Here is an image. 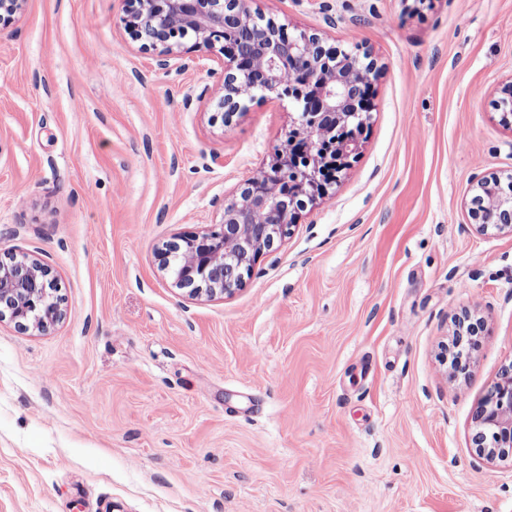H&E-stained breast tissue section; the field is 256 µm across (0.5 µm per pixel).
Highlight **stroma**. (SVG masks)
I'll return each mask as SVG.
<instances>
[{
	"mask_svg": "<svg viewBox=\"0 0 512 512\" xmlns=\"http://www.w3.org/2000/svg\"><path fill=\"white\" fill-rule=\"evenodd\" d=\"M253 7L379 74L358 154L215 298L157 252L220 224L297 103L259 92L224 125L220 58L159 65L124 0H26L0 30V250L41 258L65 309L0 322V512H512V457L473 444L512 365V235L470 216L512 175V0Z\"/></svg>",
	"mask_w": 512,
	"mask_h": 512,
	"instance_id": "1",
	"label": "stroma"
}]
</instances>
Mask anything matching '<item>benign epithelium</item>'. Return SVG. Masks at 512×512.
<instances>
[{"label":"benign epithelium","mask_w":512,"mask_h":512,"mask_svg":"<svg viewBox=\"0 0 512 512\" xmlns=\"http://www.w3.org/2000/svg\"><path fill=\"white\" fill-rule=\"evenodd\" d=\"M25 0H0V29L10 26ZM125 27L141 48L157 53L160 64L181 49L184 41L193 47L216 52L224 63V95L219 107L224 124L246 111L252 93L288 96L299 105L298 127L293 139H304L312 152L313 166L296 173L291 192L300 204H288L279 192L273 170L247 180L250 190L223 206L220 225L178 237L161 253V269H172L174 283L190 294L209 297L230 295L251 274L258 258L274 240L291 234L298 211L326 189L320 175L323 160L319 148V119L351 127L336 142V172L348 165L358 149L355 131L364 125L371 110L370 91L376 79V64L355 58V63L336 64L340 54L327 50L315 34L286 32L282 26L269 29L260 24L263 15L254 10V0H125ZM500 179L482 181L483 209L471 217L483 230L493 223L512 234V195L498 190ZM59 285L51 269L39 258H17L0 252V322L9 318L23 332H43L64 316ZM479 431L475 445L493 459L498 449L512 448V366L480 403L476 412Z\"/></svg>","instance_id":"7a95c632"}]
</instances>
